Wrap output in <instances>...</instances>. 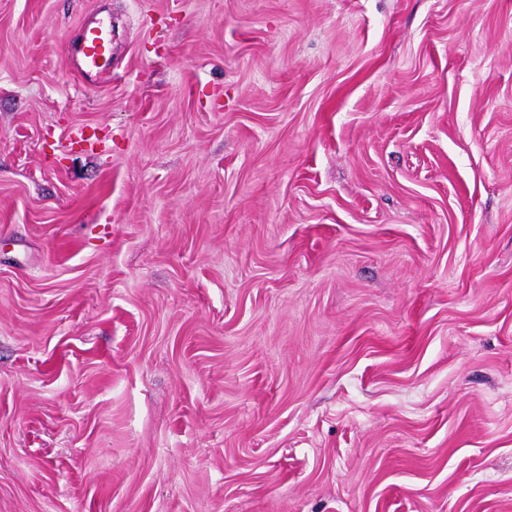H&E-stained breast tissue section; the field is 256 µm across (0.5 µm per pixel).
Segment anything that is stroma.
Returning <instances> with one entry per match:
<instances>
[{"label": "stroma", "instance_id": "obj_1", "mask_svg": "<svg viewBox=\"0 0 512 512\" xmlns=\"http://www.w3.org/2000/svg\"><path fill=\"white\" fill-rule=\"evenodd\" d=\"M0 512H512V0H0ZM105 30L106 25L101 23L92 27L88 25L83 31L78 53L84 66L89 69H99L109 60L110 50Z\"/></svg>", "mask_w": 512, "mask_h": 512}]
</instances>
